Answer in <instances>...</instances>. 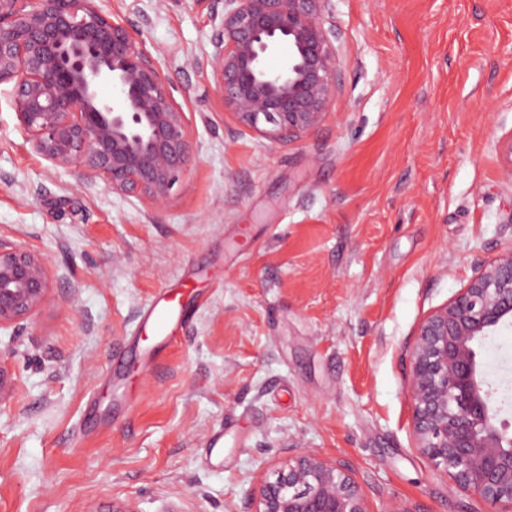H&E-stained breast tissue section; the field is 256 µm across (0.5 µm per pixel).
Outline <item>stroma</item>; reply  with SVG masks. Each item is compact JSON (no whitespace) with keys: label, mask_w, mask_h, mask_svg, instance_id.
<instances>
[{"label":"stroma","mask_w":512,"mask_h":512,"mask_svg":"<svg viewBox=\"0 0 512 512\" xmlns=\"http://www.w3.org/2000/svg\"><path fill=\"white\" fill-rule=\"evenodd\" d=\"M217 7L104 4L186 116L161 208L51 169L0 90V242L46 257L52 295L0 330V512H254L296 449L351 472L370 512H491L418 448L408 382L422 320L512 246V0H331L334 100L274 142L214 91ZM165 290L188 308L173 343L145 322ZM479 353L511 424L512 325Z\"/></svg>","instance_id":"stroma-1"}]
</instances>
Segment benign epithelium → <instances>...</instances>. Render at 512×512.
Returning a JSON list of instances; mask_svg holds the SVG:
<instances>
[{"mask_svg":"<svg viewBox=\"0 0 512 512\" xmlns=\"http://www.w3.org/2000/svg\"><path fill=\"white\" fill-rule=\"evenodd\" d=\"M104 0H0V85H10L31 150L81 169L112 192L166 203L186 174L185 113L158 61ZM213 14L214 90L243 126L301 137L325 118L336 90L330 0H221ZM50 301L47 259L0 242V329ZM512 324V247L419 325L408 392L418 448L452 483L512 512V434L498 418L477 345ZM16 381L0 357V406ZM256 512H370L332 461L299 450L259 483ZM96 512H139L133 497Z\"/></svg>","mask_w":512,"mask_h":512,"instance_id":"benign-epithelium-1","label":"benign epithelium"}]
</instances>
